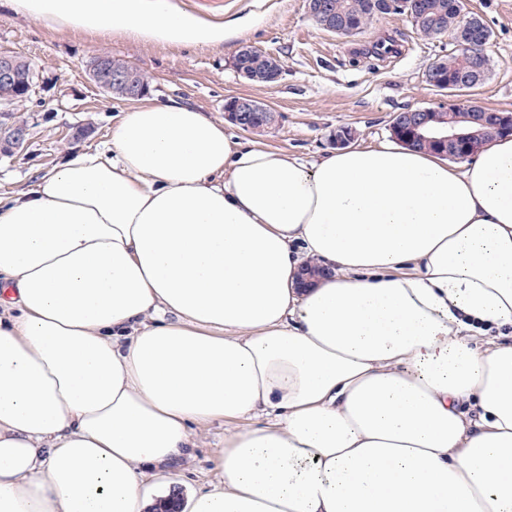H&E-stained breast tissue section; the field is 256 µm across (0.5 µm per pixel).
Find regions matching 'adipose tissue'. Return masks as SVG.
Returning a JSON list of instances; mask_svg holds the SVG:
<instances>
[{
  "instance_id": "adipose-tissue-1",
  "label": "adipose tissue",
  "mask_w": 512,
  "mask_h": 512,
  "mask_svg": "<svg viewBox=\"0 0 512 512\" xmlns=\"http://www.w3.org/2000/svg\"><path fill=\"white\" fill-rule=\"evenodd\" d=\"M12 5L225 40L146 0ZM505 326L512 138L456 167L390 143L307 162L140 105L0 201V512H512ZM215 419L249 425L183 496ZM196 448L192 457L175 471L176 479L182 481L188 491L210 488L221 481L216 467V454L224 446V420H213L193 428Z\"/></svg>"
}]
</instances>
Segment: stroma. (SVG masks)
<instances>
[{
  "label": "stroma",
  "instance_id": "stroma-1",
  "mask_svg": "<svg viewBox=\"0 0 512 512\" xmlns=\"http://www.w3.org/2000/svg\"><path fill=\"white\" fill-rule=\"evenodd\" d=\"M172 9L211 24L230 26L221 46L148 43L107 32L57 29L17 14L0 0V53L23 57L34 74L29 97L12 111L29 128L26 143L0 155V195H15L75 151L107 144L113 123L133 108L130 100L108 96L90 79L91 61L103 54L123 59L145 73L149 101L176 100L220 120L224 101L248 97L271 107L276 125L262 133L226 125L246 146H262L312 161L331 152L330 134L340 126L357 131L356 145L390 139L397 112L431 107L444 95L426 80L436 58L447 54L446 38L420 35L406 16L391 14L346 38L318 27L306 0H167ZM492 32L487 50L491 72L466 99L512 113V0H467ZM250 48L278 57L284 72L273 84L239 75L234 55ZM93 133L73 140L76 126ZM191 458L175 471L187 490L218 484L216 454L224 445V422L194 427Z\"/></svg>",
  "mask_w": 512,
  "mask_h": 512
}]
</instances>
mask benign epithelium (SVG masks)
<instances>
[{
    "label": "benign epithelium",
    "instance_id": "7a95c632",
    "mask_svg": "<svg viewBox=\"0 0 512 512\" xmlns=\"http://www.w3.org/2000/svg\"><path fill=\"white\" fill-rule=\"evenodd\" d=\"M389 10L400 13L413 21L429 20L437 23L438 14L432 6L418 0H388ZM310 16L322 21V28L342 36H354L359 31L357 25L346 17H336L334 0H307ZM489 38H479L471 45V65L478 71L487 59ZM255 54L251 69L243 72L249 79L265 83L278 81L282 74L279 58L254 50L241 49V52ZM89 75L94 84L107 94L116 89L124 92L127 100L139 99L148 94L141 83L139 72L135 69L112 63L106 57H98L90 66ZM33 86V72L29 65L15 55L0 53V150L9 152L22 147L27 136V127L11 120L6 110L16 102L19 94H27ZM224 119L243 131L255 130L259 121L274 123L277 113L267 105L243 97H230L224 102ZM393 129L404 127L413 140L432 143L436 146L453 144L466 154H475L480 150L478 134L466 131L446 122L441 126L431 124L426 109H407L395 114Z\"/></svg>",
    "mask_w": 512,
    "mask_h": 512
}]
</instances>
